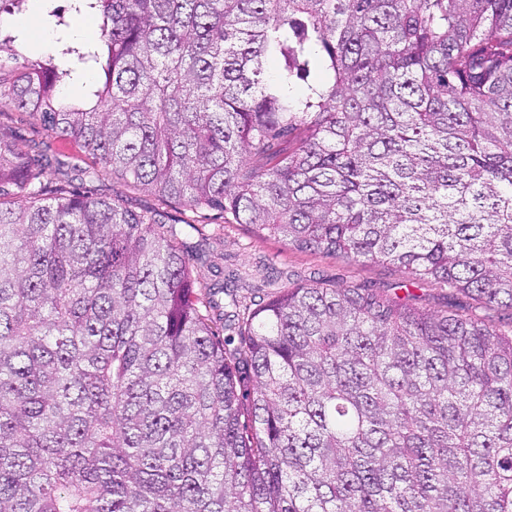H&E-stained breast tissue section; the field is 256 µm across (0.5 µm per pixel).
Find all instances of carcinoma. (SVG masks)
Masks as SVG:
<instances>
[{"instance_id":"carcinoma-1","label":"carcinoma","mask_w":512,"mask_h":512,"mask_svg":"<svg viewBox=\"0 0 512 512\" xmlns=\"http://www.w3.org/2000/svg\"><path fill=\"white\" fill-rule=\"evenodd\" d=\"M71 11L98 40L0 100L85 174L512 310V0ZM51 166L0 132V512H512L511 329L314 282L224 313L221 342L199 227L50 195Z\"/></svg>"}]
</instances>
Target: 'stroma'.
<instances>
[{"label":"stroma","mask_w":512,"mask_h":512,"mask_svg":"<svg viewBox=\"0 0 512 512\" xmlns=\"http://www.w3.org/2000/svg\"><path fill=\"white\" fill-rule=\"evenodd\" d=\"M0 131L28 144L49 145L52 155L63 163L62 168L46 170L44 179L49 189L60 187L93 198L112 199L136 212L158 213L163 221L178 216L198 224L203 229L202 235L187 241L188 248L196 247L206 253L205 261L192 263L195 278L211 285L223 280L228 271H235L240 278L237 295L247 304L267 302L277 290L315 281L361 286L390 294L405 278L392 265L354 262L296 250L281 240L264 236L254 227L227 223L221 211L190 210L164 202L117 175L104 173L92 181L80 179L79 169L91 163L80 147L73 141L52 137L37 116L7 101L0 102Z\"/></svg>","instance_id":"35a3bbf8"}]
</instances>
